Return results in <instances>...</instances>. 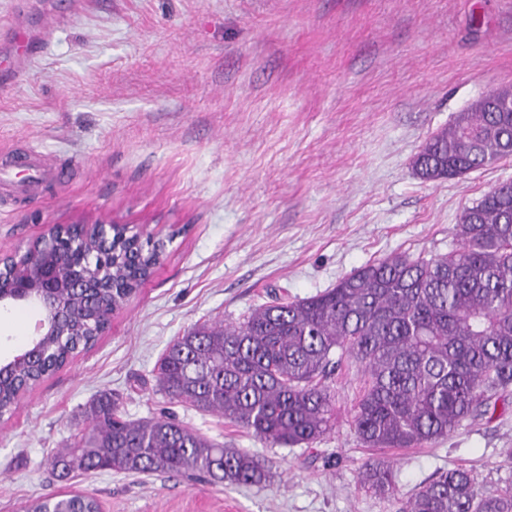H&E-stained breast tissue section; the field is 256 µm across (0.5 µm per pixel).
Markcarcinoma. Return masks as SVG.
<instances>
[{
    "mask_svg": "<svg viewBox=\"0 0 512 512\" xmlns=\"http://www.w3.org/2000/svg\"><path fill=\"white\" fill-rule=\"evenodd\" d=\"M500 90L461 112L416 157L421 179L462 176L512 156V112ZM459 247L443 255L397 254L367 264L322 293L276 299L235 325L193 327L174 340L154 372L157 391L200 412L218 413L270 445H311L332 429L333 395L326 381L343 360L365 378L354 433L368 448H412L455 435L463 423L494 414L512 386V184L465 208L456 225ZM76 251L105 260L113 287L90 296L67 291L71 313L61 335L43 341L47 357L0 376V417L20 391L37 385L105 329L113 301L130 293L158 259L157 245L116 237L80 241ZM38 265L51 257L68 275L72 255L54 239L28 250ZM89 425L54 454L58 479L114 471L170 474L187 482L261 485L268 470L246 450L226 448L179 419L133 423L104 392L85 411ZM393 464L367 461L361 481L387 495ZM99 512L88 493L28 500L18 512ZM401 512H512V483L479 488L464 469L439 472Z\"/></svg>",
    "mask_w": 512,
    "mask_h": 512,
    "instance_id": "1",
    "label": "carcinoma"
}]
</instances>
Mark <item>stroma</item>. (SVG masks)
Here are the masks:
<instances>
[{"label": "stroma", "mask_w": 512, "mask_h": 512, "mask_svg": "<svg viewBox=\"0 0 512 512\" xmlns=\"http://www.w3.org/2000/svg\"><path fill=\"white\" fill-rule=\"evenodd\" d=\"M69 14L20 73L0 72V146L67 158L69 183L0 211V258L55 225L119 222L163 241L160 263L95 344L0 417V512L71 491L101 512H398L443 469L512 482L509 406L418 448H366L353 429L363 376L331 378L332 430L309 448L261 442L222 415L156 392L168 344L241 322L270 294L296 299L394 254L448 253L465 207L512 183V158L426 182L414 160L478 99L512 89V0H34L40 28ZM36 311L0 312V357ZM124 418L173 412L257 455L262 487L165 475L56 480L49 457L86 425L101 392ZM398 471L394 495L365 462ZM397 475L391 461L377 458L367 461L361 474V481L380 495L393 493Z\"/></svg>", "instance_id": "1"}]
</instances>
